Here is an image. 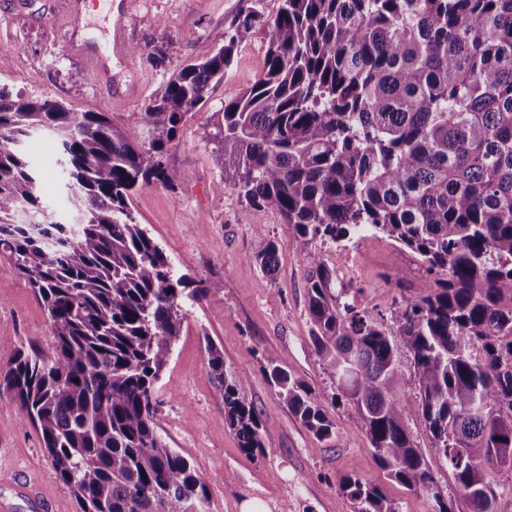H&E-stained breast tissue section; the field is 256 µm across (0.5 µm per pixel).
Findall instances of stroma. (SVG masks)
<instances>
[{
  "label": "stroma",
  "instance_id": "35a3bbf8",
  "mask_svg": "<svg viewBox=\"0 0 512 512\" xmlns=\"http://www.w3.org/2000/svg\"><path fill=\"white\" fill-rule=\"evenodd\" d=\"M256 1L268 14L278 9V0H138L126 24L128 62L113 65L110 90L98 81L90 60L69 52L67 35L72 21H79L86 38L111 50V13L76 10L77 0H0V52L8 55L0 66V88L108 113L135 131L140 142H149L155 132L145 109L169 76L223 46L233 20ZM267 41L260 31L241 43L223 82L180 127L164 156L178 181L143 185L133 197L137 223L170 256L177 274L222 283L218 292L187 305L182 333L156 385V428L207 486L209 512H242L252 499L262 501L268 512H350L340 489L350 474L373 481L403 512H433L437 494L452 501L455 512H468L420 417L409 420L408 429L430 464L434 494L408 489L380 467L357 426L353 405L334 400L336 386L310 338L309 254L335 269V288L352 289L358 307L387 319L403 299L434 285L435 276L414 253L380 234L344 246L282 240L280 213L248 205L225 182L215 141L218 114L225 102L262 77ZM157 44L165 46L164 58L154 57ZM25 149L41 173L43 204L62 213L60 155L53 136L36 135ZM272 240L279 244V261L266 279L256 254ZM212 343L222 350L227 373L250 383L248 399L262 421L263 446L255 452H244L224 422V392L209 364ZM20 350L52 355L54 336L28 280L0 255V375ZM271 360L312 389L335 426L331 438L317 439L268 384L263 368ZM1 499L12 502L13 512H80L39 433L22 422L17 404L3 390Z\"/></svg>",
  "mask_w": 512,
  "mask_h": 512
}]
</instances>
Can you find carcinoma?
<instances>
[{"label":"carcinoma","instance_id":"cac0c4a2","mask_svg":"<svg viewBox=\"0 0 512 512\" xmlns=\"http://www.w3.org/2000/svg\"><path fill=\"white\" fill-rule=\"evenodd\" d=\"M260 29L263 77L224 103L218 123L228 184L276 208L285 240L381 233L442 275L387 325L349 290L332 291L335 270L313 254L310 338L391 477L454 512L408 431L417 415L469 512H498L504 490L482 462L512 468V0H280L273 16L254 6L224 46L170 75L146 108L157 130L146 145L103 112L0 90V253L42 300L56 339L49 357L19 352L0 389L80 512H209L206 485L156 430L155 386L186 303L223 284L177 274L131 201L143 184L177 181L164 153ZM40 132L63 163L55 220L25 151ZM21 208L30 221H15ZM278 253L276 241L258 252L263 276ZM210 351L225 422L251 453L262 442L249 382ZM265 377L319 439L332 437L308 386L272 359ZM342 491L351 512H402L368 480L346 476Z\"/></svg>","mask_w":512,"mask_h":512}]
</instances>
